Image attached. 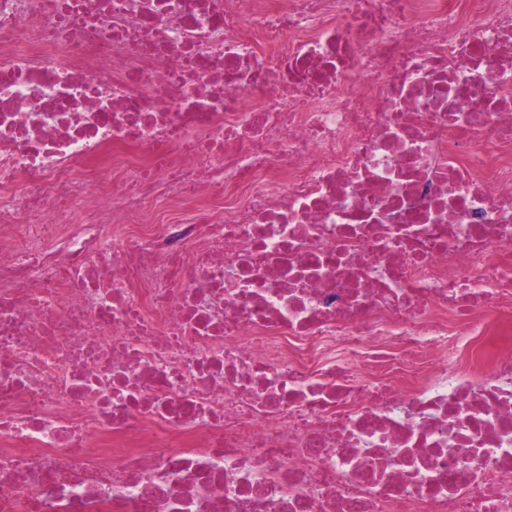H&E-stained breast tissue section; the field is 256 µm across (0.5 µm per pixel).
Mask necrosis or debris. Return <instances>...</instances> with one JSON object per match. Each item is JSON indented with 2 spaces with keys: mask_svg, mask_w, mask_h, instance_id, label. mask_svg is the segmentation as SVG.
I'll return each mask as SVG.
<instances>
[{
  "mask_svg": "<svg viewBox=\"0 0 512 512\" xmlns=\"http://www.w3.org/2000/svg\"><path fill=\"white\" fill-rule=\"evenodd\" d=\"M512 0H0V512H512Z\"/></svg>",
  "mask_w": 512,
  "mask_h": 512,
  "instance_id": "1",
  "label": "necrosis or debris"
}]
</instances>
